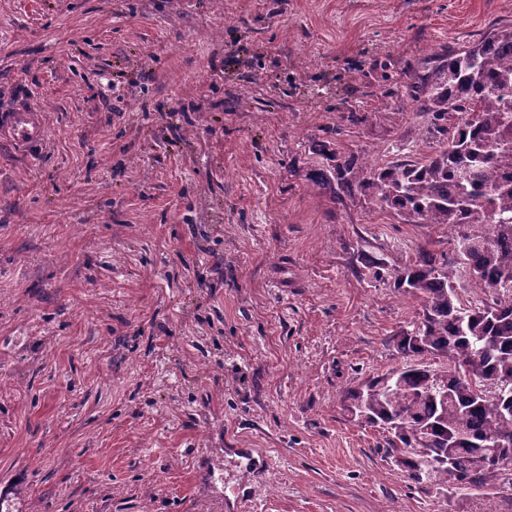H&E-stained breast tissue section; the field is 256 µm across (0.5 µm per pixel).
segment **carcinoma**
Instances as JSON below:
<instances>
[{
  "label": "carcinoma",
  "instance_id": "carcinoma-1",
  "mask_svg": "<svg viewBox=\"0 0 512 512\" xmlns=\"http://www.w3.org/2000/svg\"><path fill=\"white\" fill-rule=\"evenodd\" d=\"M402 112L431 115L430 139L438 147L422 160L380 167L353 155L336 157L332 169L309 180L337 198L359 195L410 224L477 225L461 235L455 256L421 250L395 269L394 287L422 299L419 324L396 347L405 364L394 389L377 376L345 393L347 408L361 407L371 423L409 432L391 441V456H407L400 470L424 483L418 460L441 457L445 469L435 485L480 488L495 477L478 459L504 453L512 468V392L492 387L512 379V24L493 29L476 46L448 48L438 64L407 78ZM488 290L491 303L466 306L464 288ZM438 355L454 380L448 400L429 394V366L413 358Z\"/></svg>",
  "mask_w": 512,
  "mask_h": 512
}]
</instances>
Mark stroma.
<instances>
[{"mask_svg":"<svg viewBox=\"0 0 512 512\" xmlns=\"http://www.w3.org/2000/svg\"><path fill=\"white\" fill-rule=\"evenodd\" d=\"M512 0H0V497L16 512H512L416 484L344 393L402 365L410 224L305 180L429 151L407 70ZM382 258L374 274L365 254ZM266 459L262 475L239 449ZM46 128L43 116L32 106H21L0 114V140L37 154L44 144Z\"/></svg>","mask_w":512,"mask_h":512,"instance_id":"35a3bbf8","label":"stroma"}]
</instances>
